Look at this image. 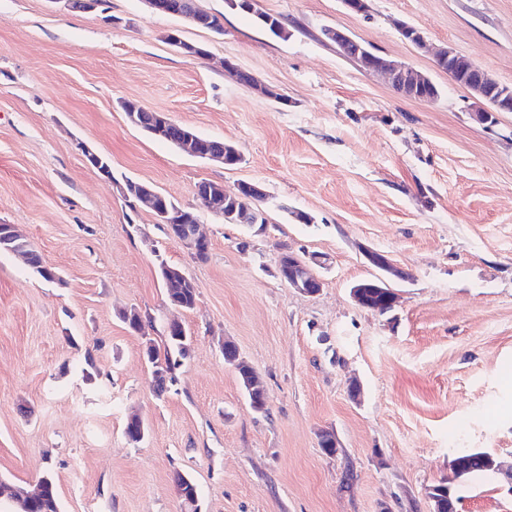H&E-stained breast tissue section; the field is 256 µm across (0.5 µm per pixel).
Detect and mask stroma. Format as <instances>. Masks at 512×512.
Wrapping results in <instances>:
<instances>
[{
    "label": "stroma",
    "mask_w": 512,
    "mask_h": 512,
    "mask_svg": "<svg viewBox=\"0 0 512 512\" xmlns=\"http://www.w3.org/2000/svg\"><path fill=\"white\" fill-rule=\"evenodd\" d=\"M199 4L223 14L222 35L144 0L88 13L0 0V224L62 277L0 254V477L28 486L52 473L61 512H182L178 470L201 512H431L426 489L453 479L460 451L512 462V112L479 120L485 103L433 56L453 48L512 86V0H368L361 14L343 0ZM260 12L288 37L261 27ZM402 22L425 47L401 38ZM328 27L429 76L437 97L405 98L326 41ZM173 29L207 56L170 46ZM228 61L257 87L238 84ZM126 100L232 143L241 162L153 139ZM80 142L109 159L111 177ZM129 180L184 207L200 181L228 193L258 182L266 223L200 210L201 262L132 211ZM367 248L408 274L384 315L350 296L375 273ZM289 250L326 259L317 295L280 279ZM164 263L195 283V309L170 304ZM130 308L152 318L146 334L122 321ZM174 318L190 354L159 397L142 349ZM227 340L264 384L266 412L225 363ZM134 411L148 428L138 444L124 435ZM324 429L335 455L318 445ZM454 481L458 512H512L507 474Z\"/></svg>",
    "instance_id": "stroma-1"
}]
</instances>
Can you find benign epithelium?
Instances as JSON below:
<instances>
[{
	"instance_id": "7a95c632",
	"label": "benign epithelium",
	"mask_w": 512,
	"mask_h": 512,
	"mask_svg": "<svg viewBox=\"0 0 512 512\" xmlns=\"http://www.w3.org/2000/svg\"><path fill=\"white\" fill-rule=\"evenodd\" d=\"M149 11L156 15H173L184 22L194 26H206L210 22L209 14L201 10L196 0H144ZM328 40L343 45L348 56L356 60L360 66L372 73L383 75L391 86L401 90L405 96L413 99H429L431 81L420 71L385 56L368 51L357 39L353 38L343 29L327 28L324 30ZM436 63L440 69H448V74L456 78V82L466 88L477 98L492 105L494 112H512V89L503 86L493 79L487 72L456 54L449 48H442L437 53ZM156 125L167 127L175 126L177 133L172 137L173 142L181 151L191 156H201L211 161L225 163V156L236 151V148L222 140L213 139L203 141L192 133L178 127L167 114L163 112L152 113ZM196 197L210 212L225 217L232 224L256 225L259 213L249 204L224 214V185L218 183L204 190L195 189ZM143 207L150 210L160 224L169 223L168 210L161 203L160 192L143 187L139 192ZM189 254L200 253L210 246V241L200 230V224H189L179 230L175 236ZM368 264L380 271V275L356 282L350 289L352 299L361 307H367V292L370 288H388L392 278H404V271L395 266L389 255L374 249L364 251ZM325 266L321 258L300 257L293 252L281 254L278 260V269H287V285L298 293L315 295L322 288L320 277L313 267ZM44 493V487L33 490L23 489L19 486L0 484V495L9 496L21 505H27Z\"/></svg>"
}]
</instances>
